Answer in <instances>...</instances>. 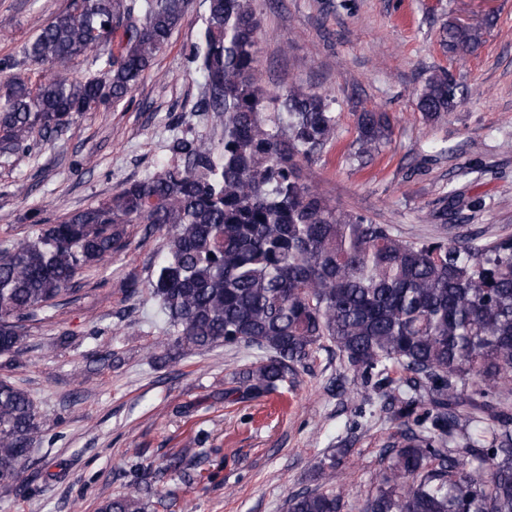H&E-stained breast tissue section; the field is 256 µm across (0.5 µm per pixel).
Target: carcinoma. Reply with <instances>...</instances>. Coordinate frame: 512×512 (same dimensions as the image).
<instances>
[{
  "label": "carcinoma",
  "instance_id": "1",
  "mask_svg": "<svg viewBox=\"0 0 512 512\" xmlns=\"http://www.w3.org/2000/svg\"><path fill=\"white\" fill-rule=\"evenodd\" d=\"M191 0H69L24 47L0 60V157L26 153L33 135H58L79 115L123 102L168 45ZM259 21L252 0H208L191 62L205 80L199 108L223 129L217 145L181 137L171 160L108 199L45 224L0 249V355L20 351L39 313L64 306L78 278L129 245L128 227L163 230L147 288L165 334L151 357L175 361L217 346L258 354L224 400H254L294 383L323 342L399 422L398 441L364 512H512V237L485 244L408 241L388 224L331 205L306 167L336 138L331 100L257 79ZM481 43L448 24L442 45L464 58ZM92 57L95 77L63 76ZM479 91L435 72L417 93L428 117ZM275 111H267V104ZM393 133L385 112L357 114L347 159L363 165ZM400 372L401 377L393 374ZM44 421L28 391L0 379V486L21 492ZM338 448L317 487L291 495L287 512H342ZM184 448L166 469L191 470ZM162 471L143 491L99 512H193L168 498Z\"/></svg>",
  "mask_w": 512,
  "mask_h": 512
}]
</instances>
